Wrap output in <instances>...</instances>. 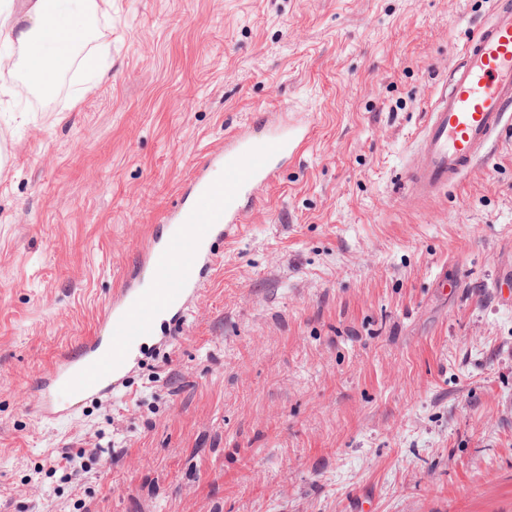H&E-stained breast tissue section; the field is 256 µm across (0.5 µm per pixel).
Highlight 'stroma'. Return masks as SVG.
Listing matches in <instances>:
<instances>
[{"instance_id":"obj_1","label":"stroma","mask_w":512,"mask_h":512,"mask_svg":"<svg viewBox=\"0 0 512 512\" xmlns=\"http://www.w3.org/2000/svg\"><path fill=\"white\" fill-rule=\"evenodd\" d=\"M495 7L112 0L97 87L0 73V512H512V116L446 194L404 186ZM284 108L312 136L184 332L128 399L37 420L194 165Z\"/></svg>"}]
</instances>
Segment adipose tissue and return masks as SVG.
Wrapping results in <instances>:
<instances>
[{"label": "adipose tissue", "instance_id": "adipose-tissue-1", "mask_svg": "<svg viewBox=\"0 0 512 512\" xmlns=\"http://www.w3.org/2000/svg\"><path fill=\"white\" fill-rule=\"evenodd\" d=\"M112 0H23L0 15V28L23 49L19 66L31 88L55 86L63 62L88 42L85 16L111 8Z\"/></svg>", "mask_w": 512, "mask_h": 512}]
</instances>
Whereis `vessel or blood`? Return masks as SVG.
I'll return each instance as SVG.
<instances>
[{"mask_svg": "<svg viewBox=\"0 0 512 512\" xmlns=\"http://www.w3.org/2000/svg\"><path fill=\"white\" fill-rule=\"evenodd\" d=\"M512 107V5H498L477 28L433 100L417 149L420 166L407 170L410 195L436 196L458 184L475 162L477 146L499 132ZM311 134L308 122L259 113L227 134L222 149L195 167L190 192L167 223L157 225L137 261L106 303L99 327L60 354L35 385L33 411L43 421L70 417L85 400L121 394L147 342L167 344L183 330L205 281L218 270L219 246L245 223L249 208L279 178ZM150 270L143 280L142 270ZM169 335H160L161 327Z\"/></svg>", "mask_w": 512, "mask_h": 512, "instance_id": "b4317fda", "label": "vessel or blood"}]
</instances>
